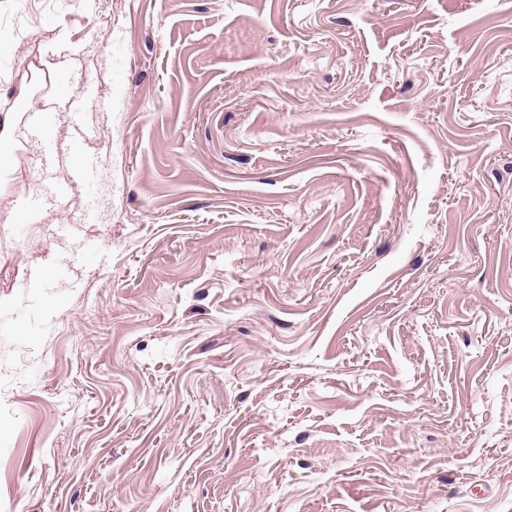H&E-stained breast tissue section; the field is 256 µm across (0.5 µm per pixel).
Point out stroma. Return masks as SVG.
Here are the masks:
<instances>
[{
	"mask_svg": "<svg viewBox=\"0 0 512 512\" xmlns=\"http://www.w3.org/2000/svg\"><path fill=\"white\" fill-rule=\"evenodd\" d=\"M4 113L0 512H512V0H0ZM32 126L38 143V162L42 166H47L52 159V147L50 143L43 137V130L48 123V115L45 112L32 113Z\"/></svg>",
	"mask_w": 512,
	"mask_h": 512,
	"instance_id": "1",
	"label": "stroma"
}]
</instances>
